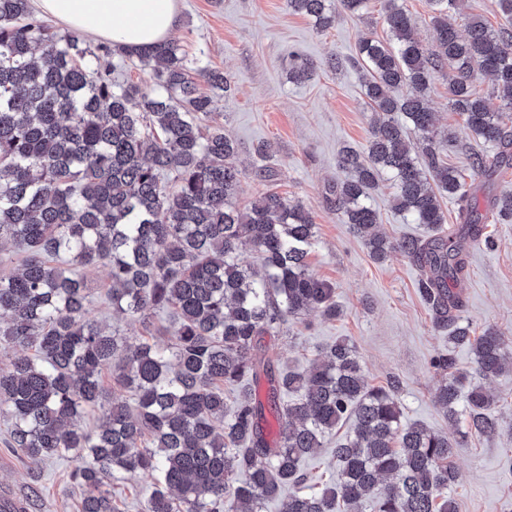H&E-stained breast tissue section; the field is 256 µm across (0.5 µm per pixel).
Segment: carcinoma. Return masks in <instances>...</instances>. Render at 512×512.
Wrapping results in <instances>:
<instances>
[{
    "instance_id": "1",
    "label": "carcinoma",
    "mask_w": 512,
    "mask_h": 512,
    "mask_svg": "<svg viewBox=\"0 0 512 512\" xmlns=\"http://www.w3.org/2000/svg\"><path fill=\"white\" fill-rule=\"evenodd\" d=\"M430 2L432 46L414 37L399 0H382L389 38L364 39L351 61L377 119L366 152L338 154L333 203L373 259L396 250L420 268L436 328L471 350L480 378H495L512 372V339L472 335L453 291L483 215L442 160L452 136L436 129L428 97L432 73L450 68L449 105L497 149L491 161L473 152L469 177L512 166V0H496L507 21L497 30L467 14V0ZM287 4L322 32L335 24L329 0ZM118 52L55 30L31 0H0V252L8 243L26 253L18 272L0 277V346L24 350L0 367L10 447L36 465L70 456L78 512H119L111 480L135 472L152 477L141 512H263L268 503L279 512H457L447 491L459 479L450 464L458 441L402 423L395 387L368 385L353 345L338 340L303 370H276L265 356V338L286 317L336 315L335 288L309 269L317 224L302 205L277 192L246 208L235 202L239 148L223 129L201 128L231 80L165 42L136 52L156 72L158 89L147 91L112 77ZM477 71L490 76L498 105L473 93ZM384 178L395 210L424 235L392 242L375 232L371 197ZM445 196L458 205L459 231L444 227ZM245 242L261 254L259 273L239 258ZM97 266L109 269L113 311L148 328L151 311L172 310L157 328L167 345H127L90 315L82 271ZM432 367L443 377L434 402L448 419L495 433L494 397L449 353ZM106 369L133 404L106 396ZM262 374L279 422L273 443L252 389ZM89 417L91 428L81 424ZM348 421L334 449L339 470L306 485L302 463Z\"/></svg>"
}]
</instances>
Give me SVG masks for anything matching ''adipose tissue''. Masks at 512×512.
<instances>
[{"label": "adipose tissue", "instance_id": "ef3b65f1", "mask_svg": "<svg viewBox=\"0 0 512 512\" xmlns=\"http://www.w3.org/2000/svg\"><path fill=\"white\" fill-rule=\"evenodd\" d=\"M42 13L85 34L136 51L169 39L178 0H38Z\"/></svg>", "mask_w": 512, "mask_h": 512}]
</instances>
